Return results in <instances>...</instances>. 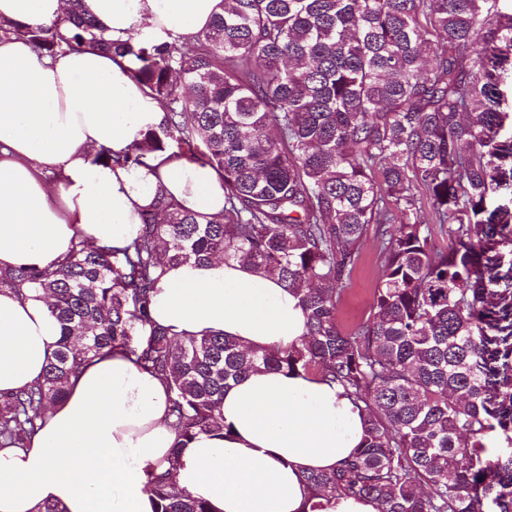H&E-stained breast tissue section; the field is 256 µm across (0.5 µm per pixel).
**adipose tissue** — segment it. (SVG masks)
Here are the masks:
<instances>
[{"label":"adipose tissue","mask_w":512,"mask_h":512,"mask_svg":"<svg viewBox=\"0 0 512 512\" xmlns=\"http://www.w3.org/2000/svg\"><path fill=\"white\" fill-rule=\"evenodd\" d=\"M118 43L152 44L203 31L224 0H86ZM66 0H0V21L38 25ZM129 58L89 47L43 56L27 39L0 38V270L44 269L78 237L122 249L140 234L155 190L210 217L224 212L213 168L156 155L134 167L120 154L164 118L130 74ZM157 325L182 338L223 334L242 347L284 350L306 335L296 295L233 260L164 265L152 298ZM62 338L32 288L0 291V392L39 381ZM171 394L124 353L87 363L67 399L24 448H0V512H154L148 467L173 469L177 487L213 512H303V473L336 467L362 444L366 418L334 384L261 370L224 392V432L178 447Z\"/></svg>","instance_id":"obj_1"}]
</instances>
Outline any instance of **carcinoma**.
Segmentation results:
<instances>
[{
	"label": "carcinoma",
	"mask_w": 512,
	"mask_h": 512,
	"mask_svg": "<svg viewBox=\"0 0 512 512\" xmlns=\"http://www.w3.org/2000/svg\"><path fill=\"white\" fill-rule=\"evenodd\" d=\"M500 0H224L208 28L117 44L86 0L30 26L1 23L53 57L96 47L131 57L165 107L122 155L167 152L224 178L213 219L158 192L124 249L78 240L44 269L0 271V290L48 295L59 348L34 385L0 396V448H20L93 358L125 353L164 382L183 446L220 431L224 389L257 369L303 371L362 404L363 444L307 472L315 500L341 493L378 512H512V13ZM448 237L432 241L431 225ZM374 231L384 262L368 319L337 318L342 283ZM237 261L300 300L307 335L247 350L219 335L177 338L153 324L164 262ZM497 430L504 446L488 451ZM155 512H211L148 470Z\"/></svg>",
	"instance_id": "carcinoma-1"
}]
</instances>
